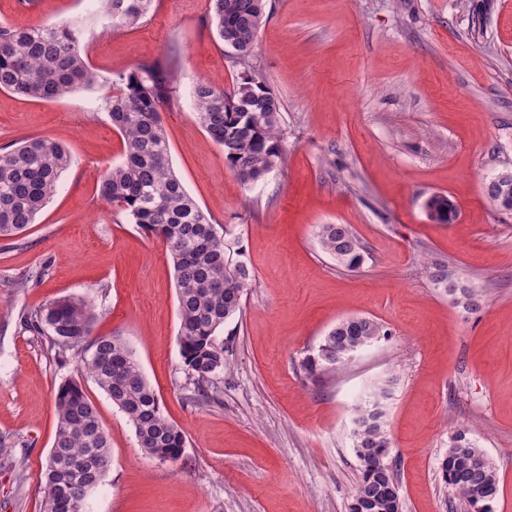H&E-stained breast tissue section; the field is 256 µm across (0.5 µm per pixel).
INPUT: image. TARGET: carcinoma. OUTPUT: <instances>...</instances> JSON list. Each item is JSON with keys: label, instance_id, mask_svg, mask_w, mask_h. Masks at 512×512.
Returning a JSON list of instances; mask_svg holds the SVG:
<instances>
[{"label": "carcinoma", "instance_id": "1", "mask_svg": "<svg viewBox=\"0 0 512 512\" xmlns=\"http://www.w3.org/2000/svg\"><path fill=\"white\" fill-rule=\"evenodd\" d=\"M103 16L116 27L138 24L154 0H96ZM265 0H209L216 33L243 62L253 52L266 20ZM177 74L155 61L112 80L117 93L105 100L112 125L123 139V160L103 176L99 198L116 207L129 224L166 243L177 288L180 354L187 371L191 399L219 402L216 380L224 373V345L217 342L224 324L241 313L242 297L254 274L244 260L238 238H228L188 194L169 158L160 105L172 98ZM100 76L84 58L75 25L15 27L0 23V90L25 97L56 99L76 88H91ZM197 118L208 136L224 151L229 169L246 185H254L285 160L281 103L262 77L243 75L229 90L199 83L192 91ZM71 163L57 141L29 138L0 147V239L13 240L55 194L58 180ZM426 208L435 222H452L457 211L448 197H429ZM322 251L346 270L364 262L363 248L345 224H320ZM431 281L475 306L473 289L448 276V265L427 266ZM96 315L81 299L61 297L39 309L25 311L21 327L44 340L47 349L66 361L79 358L83 379L102 389L126 415L142 452L175 462L183 454L185 435L170 423L140 365L118 336H95ZM387 336L370 317L339 320L315 356L302 368L310 376L341 369L364 346ZM388 390L377 388L357 405L352 438L360 462V480L351 505L363 512H391L390 488L398 486L393 472L382 466L390 453L386 419L373 413L385 408ZM56 432L45 469L43 512H87V500L105 481L100 465L111 460L110 445L96 408L81 383H62L55 396ZM443 484L459 495L468 512H485L499 495L496 467L484 451L459 430L448 442Z\"/></svg>", "mask_w": 512, "mask_h": 512}]
</instances>
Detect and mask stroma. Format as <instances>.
Here are the masks:
<instances>
[{
  "instance_id": "stroma-1",
  "label": "stroma",
  "mask_w": 512,
  "mask_h": 512,
  "mask_svg": "<svg viewBox=\"0 0 512 512\" xmlns=\"http://www.w3.org/2000/svg\"><path fill=\"white\" fill-rule=\"evenodd\" d=\"M249 65L280 99L286 158L254 187L229 170L190 103L199 76L230 88L234 62L208 0H155L113 28L88 0H0V23L76 24L100 85L45 101L0 90V147L47 137L70 152L56 194L21 241H0V512H42L55 394L77 378L19 326L59 297L94 306L95 334L122 337L164 416L186 437L179 461L148 457L109 396L84 382L112 463L89 512H348L360 464L355 405L389 385L386 424L403 512H466L439 480L457 430L494 463L493 512H512V210L487 195L512 171V0H268ZM170 63L161 108L170 158L213 223L238 237L255 280L225 324L223 394L188 402L173 264L165 242L127 223L98 185L123 141L102 99L111 78ZM448 196L457 219H429ZM320 224L351 227L355 271L336 265ZM474 288L467 308L436 288L426 262ZM47 266L40 280L17 278ZM366 316L389 335L338 373L300 363L340 319Z\"/></svg>"
}]
</instances>
